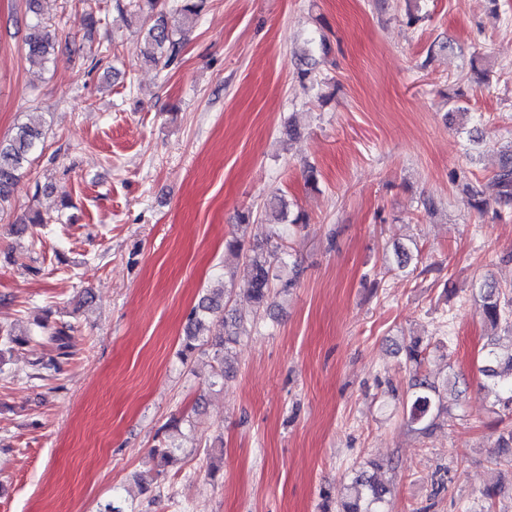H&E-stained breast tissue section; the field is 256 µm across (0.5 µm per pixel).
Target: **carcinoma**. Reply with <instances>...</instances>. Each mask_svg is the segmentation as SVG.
<instances>
[{
  "mask_svg": "<svg viewBox=\"0 0 512 512\" xmlns=\"http://www.w3.org/2000/svg\"><path fill=\"white\" fill-rule=\"evenodd\" d=\"M45 0H27L28 13L25 38L28 60L41 67L51 61L57 38L51 32L43 18ZM134 9L147 12L153 19L151 26L141 36L140 55L154 64L166 66L178 59L181 53V41L175 38L180 25L172 23L178 16L181 25L195 20L206 8L207 0H133ZM46 132L39 126L21 124L7 142L0 141V204L7 201L13 186L23 170L30 163V157L36 147L45 139ZM493 184L497 189L496 200L503 206L512 204V144L503 149L501 165L495 174ZM267 215L273 217L270 234L266 241L246 244L245 236H235L226 243L228 255L237 259V263L225 267L224 280L220 287L209 288L199 297L191 309L185 326L181 357L189 359L197 352H210L214 368L210 386L224 382V375L234 369L233 350L246 332L247 318L228 307L234 287L240 283L254 304L252 323H258L261 311L268 307L274 288L286 294L295 287L299 271L288 277L273 273L271 255L283 250L284 229L281 225L288 221L282 200L270 199L266 207ZM482 299V316L493 328L500 326L512 332V292L504 291L495 283L487 280L476 285ZM39 338L52 349L53 355L40 357L32 362L31 377L44 380L49 373L58 370L59 361L70 355L71 331L69 324L50 326L40 324ZM30 341V336H18L9 327H0V347L21 346ZM422 340L413 338L405 346L407 361L414 367L404 408L408 423L416 431L427 433L448 413V388L439 387L420 373L422 364ZM479 371L489 381L496 395L499 409L512 416V347L501 348L492 341L483 349ZM180 449L175 439L162 440L153 449L152 458L158 460V466L169 463ZM387 488L375 481L366 471L356 474L346 491L335 494L328 489L323 491L325 500L338 497L339 512H384Z\"/></svg>",
  "mask_w": 512,
  "mask_h": 512,
  "instance_id": "obj_1",
  "label": "carcinoma"
}]
</instances>
